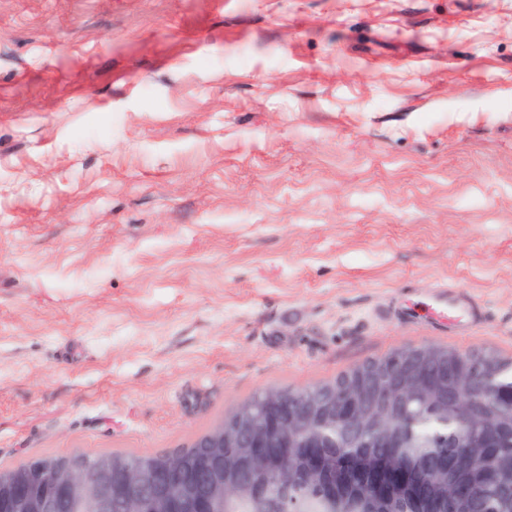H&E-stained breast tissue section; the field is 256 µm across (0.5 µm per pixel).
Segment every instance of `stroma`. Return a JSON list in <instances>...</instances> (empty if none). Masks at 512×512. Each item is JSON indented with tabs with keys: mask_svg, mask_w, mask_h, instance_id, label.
<instances>
[{
	"mask_svg": "<svg viewBox=\"0 0 512 512\" xmlns=\"http://www.w3.org/2000/svg\"><path fill=\"white\" fill-rule=\"evenodd\" d=\"M420 346L512 359V0H0V470Z\"/></svg>",
	"mask_w": 512,
	"mask_h": 512,
	"instance_id": "stroma-1",
	"label": "stroma"
}]
</instances>
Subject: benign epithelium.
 Returning <instances> with one entry per match:
<instances>
[{
    "mask_svg": "<svg viewBox=\"0 0 512 512\" xmlns=\"http://www.w3.org/2000/svg\"><path fill=\"white\" fill-rule=\"evenodd\" d=\"M483 358L477 352L445 355L430 346L404 349L389 359L361 366L336 383L330 401L318 405L305 394L277 395L271 398L270 418L258 423L249 412H239L231 423L218 427L206 447L218 453L226 448H245L257 470L276 475V489L283 512H293L292 491L295 476L288 474V456L293 448H308L305 456V479L319 480L329 467L325 449L336 447L328 431L345 422L358 436H368L379 445L393 441L406 442L412 435L407 417L398 410L405 396H420L445 407L447 400L439 395L429 376L433 369L448 371L455 359ZM481 394L493 409L512 410V391L499 390L489 384V378L475 373L458 386L459 402L464 404L473 395ZM495 427L485 424L479 433L462 437L463 451L453 459L435 454H422L408 466L404 459H379L365 451H350L336 459L351 490L366 499L369 512H385L382 506L394 498L405 497L410 491L411 468H416L428 484H441L448 478V469L471 467L469 458L476 449L493 447ZM178 462L172 461L167 470L168 491L153 494L155 512H215L212 504L241 492L261 494L260 490L230 471L226 474L205 467L200 471L202 487L188 503L178 493L175 475ZM124 487L120 496L121 512H142V503L155 482L151 471L112 464L103 458L80 466L46 469L31 462L17 470L0 492V512H10L15 500L22 502V512H57L60 501L81 506L77 512H112L113 482Z\"/></svg>",
    "mask_w": 512,
    "mask_h": 512,
    "instance_id": "benign-epithelium-1",
    "label": "benign epithelium"
}]
</instances>
